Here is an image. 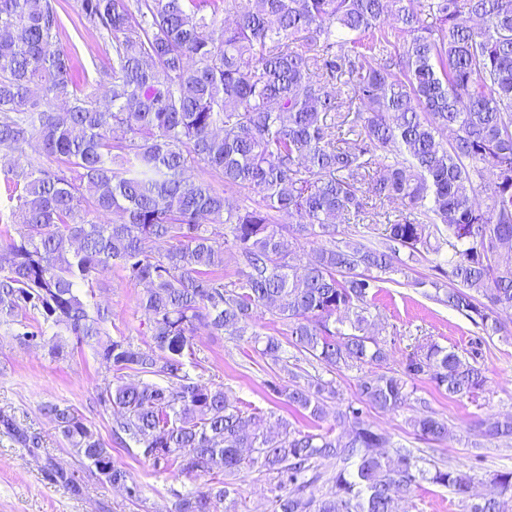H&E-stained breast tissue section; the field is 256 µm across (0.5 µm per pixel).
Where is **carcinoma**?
Returning a JSON list of instances; mask_svg holds the SVG:
<instances>
[{
	"label": "carcinoma",
	"mask_w": 512,
	"mask_h": 512,
	"mask_svg": "<svg viewBox=\"0 0 512 512\" xmlns=\"http://www.w3.org/2000/svg\"><path fill=\"white\" fill-rule=\"evenodd\" d=\"M250 2L78 0L83 24L111 49L99 71L105 105L71 75L55 0H0V151L24 158L5 176L17 237L0 249V323L18 325L22 345L69 336L96 344L109 369L147 376L99 387L113 436L175 476L215 466L226 476L273 473L270 512H395L397 497L424 482L450 489L468 512H507L512 471L475 495L466 471H431L407 448L380 452L389 435L364 409L397 410L420 376L459 400L486 385L477 361L431 340L387 368L372 308L384 275L405 265L402 251L416 261L446 247L420 285L488 336L512 311V0ZM222 10L236 18L218 27ZM194 166L256 199L243 205L187 180ZM390 204L406 215L368 222ZM114 212L122 222L105 220ZM339 218L380 229V240H336ZM227 252L242 264L232 275L223 274ZM113 267L146 284L138 306L150 340L141 344L110 336L111 312L93 302L98 276ZM264 309L327 371L378 368L358 381L360 406L323 427L333 381L272 379L270 390L315 430L284 421L268 432L261 415L190 375L201 326L249 334L256 353L284 362L278 337L250 332ZM45 410L82 463L139 499L75 409ZM412 427L427 442L448 439L431 411ZM0 428L23 448L42 447L7 415ZM476 436L512 440V416L479 422ZM318 460L336 470L311 471ZM323 479L332 496L305 494ZM230 493L215 477L177 495L175 512H218Z\"/></svg>",
	"instance_id": "1"
}]
</instances>
